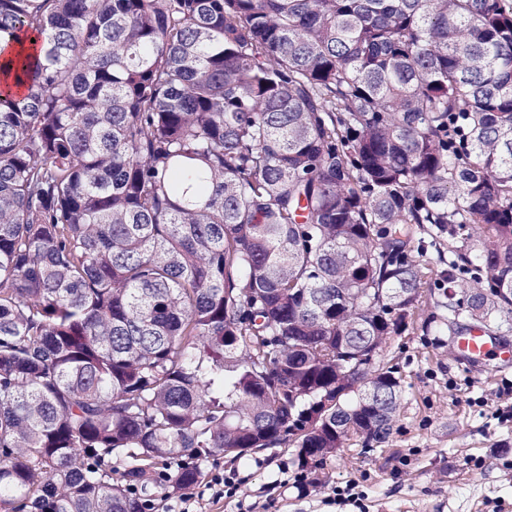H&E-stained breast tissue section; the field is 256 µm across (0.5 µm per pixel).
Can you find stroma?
<instances>
[{
  "label": "stroma",
  "instance_id": "stroma-1",
  "mask_svg": "<svg viewBox=\"0 0 512 512\" xmlns=\"http://www.w3.org/2000/svg\"><path fill=\"white\" fill-rule=\"evenodd\" d=\"M440 320L419 304L408 329L383 351L402 379L400 420L388 443L353 445L327 459L321 483L301 471L294 448H257L238 459L210 457L204 474H236V494L204 499L201 512H512V369L465 366L435 335ZM357 483L359 506L334 487Z\"/></svg>",
  "mask_w": 512,
  "mask_h": 512
}]
</instances>
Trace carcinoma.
<instances>
[{"label": "carcinoma", "mask_w": 512, "mask_h": 512, "mask_svg": "<svg viewBox=\"0 0 512 512\" xmlns=\"http://www.w3.org/2000/svg\"><path fill=\"white\" fill-rule=\"evenodd\" d=\"M0 512L389 442L380 353L512 333V0H0ZM442 267L434 273L430 263Z\"/></svg>", "instance_id": "carcinoma-1"}]
</instances>
